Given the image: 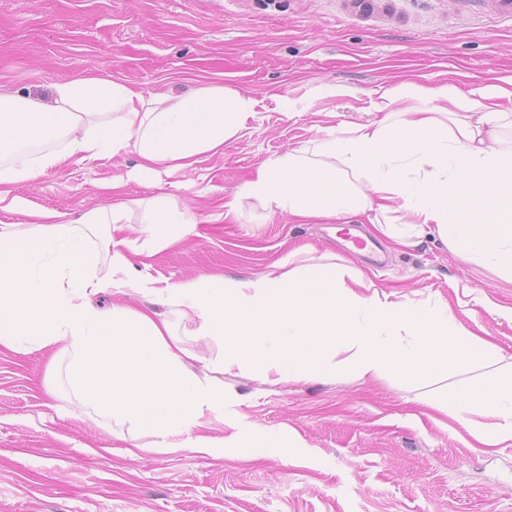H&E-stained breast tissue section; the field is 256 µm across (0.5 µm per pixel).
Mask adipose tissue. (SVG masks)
Masks as SVG:
<instances>
[{"label": "adipose tissue", "instance_id": "adipose-tissue-1", "mask_svg": "<svg viewBox=\"0 0 512 512\" xmlns=\"http://www.w3.org/2000/svg\"><path fill=\"white\" fill-rule=\"evenodd\" d=\"M505 99L512 100V76L465 91L400 82L378 93L381 121L346 124L315 154L300 148L266 161L242 192L297 219L347 222L373 211L376 230L395 244L429 232L471 260L512 272V150L495 145L497 130L512 126ZM253 107L229 86L147 96L109 72L56 84L48 102L1 94L0 214L9 219L0 223V347L28 353L66 341L76 391L115 425L151 436L156 452H210L212 441L196 431L223 408L230 372L278 382L376 380L451 364L482 369L479 385L427 407L465 423L483 447L512 440V368H502L500 348L447 306L396 301L349 266L290 257L284 273L172 283L137 269L125 252L151 257L193 234L195 218L173 195L118 199L76 216L16 192L69 161L129 151L139 160L127 180L156 185L161 174L222 153ZM136 208L144 213L140 244L125 236ZM132 292L145 309L104 311L93 302ZM183 319L221 341L222 355L204 360L186 348L175 332ZM196 361L204 374L193 371Z\"/></svg>", "mask_w": 512, "mask_h": 512}]
</instances>
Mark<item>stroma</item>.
I'll return each mask as SVG.
<instances>
[{"instance_id": "1", "label": "stroma", "mask_w": 512, "mask_h": 512, "mask_svg": "<svg viewBox=\"0 0 512 512\" xmlns=\"http://www.w3.org/2000/svg\"><path fill=\"white\" fill-rule=\"evenodd\" d=\"M388 5L361 15L346 0H0V94L47 99L55 84L109 71L146 94L221 83L250 97L255 113L223 153L119 195L174 193L198 222L197 234L147 260L154 277L253 278L293 251L337 253L329 221L301 223L239 196L262 163L343 122L379 119L376 90L401 81L464 91L512 76V21L484 0ZM136 161L70 162L17 192L80 215L111 203L100 182ZM374 240L381 266L347 253L344 264L397 299L446 304L512 363V274L432 234L410 247ZM489 301L501 313L487 312ZM68 364L62 341L27 354L0 348V512H512V441L468 447L459 422L432 421L421 404L477 385L480 370L277 384L228 375L223 412L200 430L219 446L202 454L132 451L74 391Z\"/></svg>"}]
</instances>
